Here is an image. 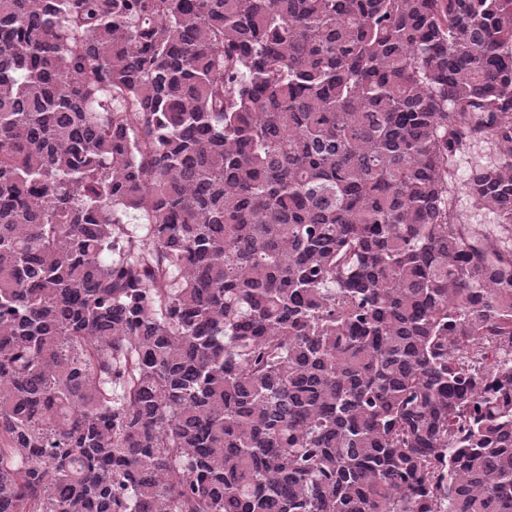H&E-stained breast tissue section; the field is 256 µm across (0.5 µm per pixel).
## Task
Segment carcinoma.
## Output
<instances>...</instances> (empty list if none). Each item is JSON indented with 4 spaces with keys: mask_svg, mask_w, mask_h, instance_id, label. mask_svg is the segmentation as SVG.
Returning a JSON list of instances; mask_svg holds the SVG:
<instances>
[{
    "mask_svg": "<svg viewBox=\"0 0 512 512\" xmlns=\"http://www.w3.org/2000/svg\"><path fill=\"white\" fill-rule=\"evenodd\" d=\"M505 231L512 0H0V512H512ZM495 157L492 140L485 138L474 141L455 159L458 176L454 189L455 204L463 218L470 224L489 225L495 223V215L491 211L479 207L465 185L473 168L493 163Z\"/></svg>",
    "mask_w": 512,
    "mask_h": 512,
    "instance_id": "obj_1",
    "label": "carcinoma"
}]
</instances>
